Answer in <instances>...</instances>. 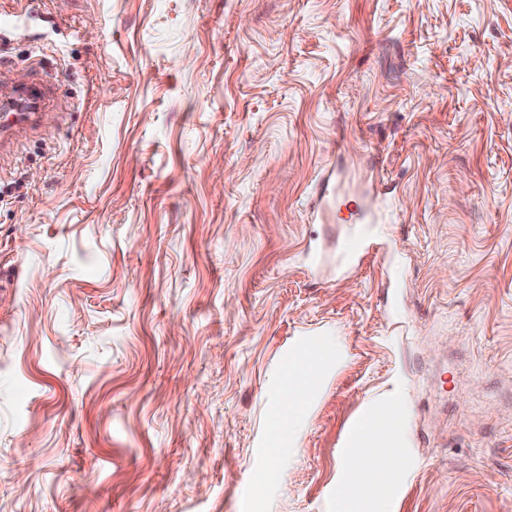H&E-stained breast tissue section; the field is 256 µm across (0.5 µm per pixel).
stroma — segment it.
Returning <instances> with one entry per match:
<instances>
[{"mask_svg":"<svg viewBox=\"0 0 512 512\" xmlns=\"http://www.w3.org/2000/svg\"><path fill=\"white\" fill-rule=\"evenodd\" d=\"M18 73L55 93L0 141V512H336L379 396L390 512H512V0H0ZM321 338V344L327 350L323 355L307 360L303 368L295 364L301 359L304 346L315 336L288 349V390L283 389L286 371L282 370L275 380L276 409L288 408V422L282 428L279 421L274 425L271 446L274 466L273 473L267 477L268 482L279 477L283 463L297 448L312 401L321 393L330 371L341 361L342 351L332 336Z\"/></svg>","mask_w":512,"mask_h":512,"instance_id":"35a3bbf8","label":"stroma"}]
</instances>
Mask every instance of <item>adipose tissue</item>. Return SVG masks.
<instances>
[{
  "label": "adipose tissue",
  "instance_id": "adipose-tissue-1",
  "mask_svg": "<svg viewBox=\"0 0 512 512\" xmlns=\"http://www.w3.org/2000/svg\"><path fill=\"white\" fill-rule=\"evenodd\" d=\"M323 355L302 360L303 343L288 350V377L276 379L275 405L287 409L288 421L276 428L272 443L274 471H281L298 446L312 401L321 393L342 351L332 337L321 339ZM404 437L383 418L380 409L365 407L349 428L343 448L345 466L336 477L339 512H386L387 489L397 483L405 466Z\"/></svg>",
  "mask_w": 512,
  "mask_h": 512
}]
</instances>
